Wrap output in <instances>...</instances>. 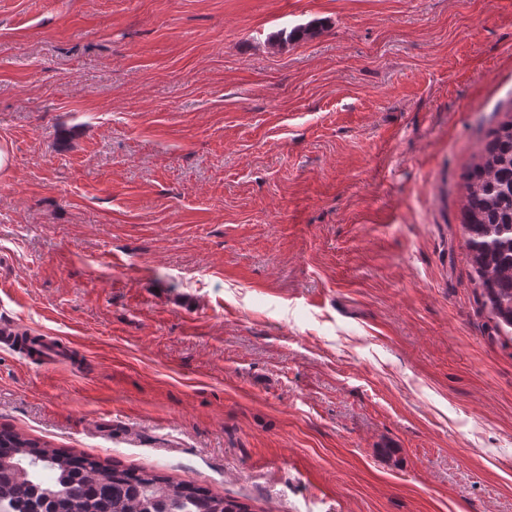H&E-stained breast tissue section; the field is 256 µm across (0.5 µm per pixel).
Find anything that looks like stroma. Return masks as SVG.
Listing matches in <instances>:
<instances>
[{
  "label": "stroma",
  "mask_w": 512,
  "mask_h": 512,
  "mask_svg": "<svg viewBox=\"0 0 512 512\" xmlns=\"http://www.w3.org/2000/svg\"><path fill=\"white\" fill-rule=\"evenodd\" d=\"M321 21L317 38L268 36ZM512 0H0V428L253 512H512L462 174Z\"/></svg>",
  "instance_id": "stroma-1"
}]
</instances>
